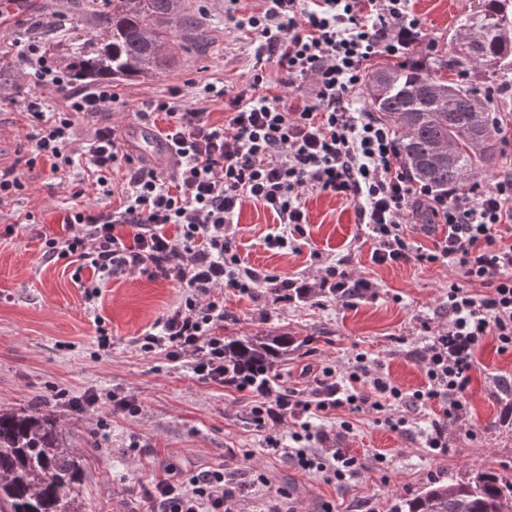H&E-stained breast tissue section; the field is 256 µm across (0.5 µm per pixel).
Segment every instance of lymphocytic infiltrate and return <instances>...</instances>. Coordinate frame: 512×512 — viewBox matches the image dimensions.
Wrapping results in <instances>:
<instances>
[{"mask_svg": "<svg viewBox=\"0 0 512 512\" xmlns=\"http://www.w3.org/2000/svg\"><path fill=\"white\" fill-rule=\"evenodd\" d=\"M228 19L244 33L251 67L245 82L203 81L193 86L195 102L185 105L180 89L143 102L137 116L151 121L164 113L163 140L176 161L173 178L135 164L114 129L96 128L84 142L75 123L119 102L111 83L71 90L67 71L52 61L45 44L31 40L19 51L21 64L39 90L63 92L59 109L40 95L24 104L25 139L32 159L49 161L57 178L74 166L93 174L121 170L123 207L112 211L77 208L62 234L43 239L46 259L77 258L93 269L83 297L95 306L105 283L132 273L175 282L180 301L138 339L141 351L167 360L190 358L197 380L224 382V294L248 295L278 289L288 299L296 280L248 266L233 250L230 226L247 201L262 204L280 220L266 235L268 248L294 247L308 216L303 199L324 192L358 200L357 217L374 248L373 263L445 264L456 279L448 285V326L432 332L420 353L428 380L412 396L381 372L354 366L346 382L324 368L309 394L282 392L276 383L237 382L251 397V414L272 449L279 433L292 427L288 455L303 470L333 484L355 476L358 461L341 449L326 458L303 447L312 422L349 408L384 415L392 430L406 424L396 406L435 403L438 417L423 430V445L447 452L448 427L467 414L466 395L475 351L493 338L512 350V173L446 192L413 181L403 163L396 132L368 109L356 107L365 71L376 58L401 60L423 36L408 0H260ZM277 66L287 95L269 94L267 72ZM222 100L224 117L212 120L208 102ZM433 237L418 246L416 230ZM482 293H475L474 285ZM320 293L349 302L374 284L353 277L344 261L325 267ZM316 433V432H313ZM326 440L325 432L316 433ZM234 494L224 471L209 468L168 472L148 493L149 512H229Z\"/></svg>", "mask_w": 512, "mask_h": 512, "instance_id": "f902f5d3", "label": "lymphocytic infiltrate"}]
</instances>
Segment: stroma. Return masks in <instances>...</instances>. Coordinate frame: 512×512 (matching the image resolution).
<instances>
[{
  "label": "stroma",
  "mask_w": 512,
  "mask_h": 512,
  "mask_svg": "<svg viewBox=\"0 0 512 512\" xmlns=\"http://www.w3.org/2000/svg\"><path fill=\"white\" fill-rule=\"evenodd\" d=\"M12 9L0 26V42H23L39 34V8L48 5L59 20L47 37L53 57L66 66L64 49L76 36L94 33L108 0H28ZM189 15L203 14L207 42L189 31L168 43L171 65L151 78L118 82L121 102L100 122L124 136V150L135 160L172 175L175 165L147 142L125 137L141 128L136 116L142 101L179 87L190 93L191 81L245 80L250 60L238 33L224 17V0H184ZM477 0H410L423 26V41L444 47L460 18ZM34 87L16 52L0 54V168H17L25 185L16 197L0 202V408L52 413L64 442L82 467L85 512H146L147 494L167 468L179 472L223 468L240 484L232 512H390L433 482L468 480L480 470L512 476V351L493 340L475 352L467 392V416L448 428V452L432 454L420 444L433 409L408 414L407 431H394L374 414L339 409L319 425L330 442L356 456L361 469L338 485L304 472L285 451L266 447L250 413L251 400L235 387L198 381L188 360L173 363L160 353L142 352L136 340L174 307L183 293L171 281L134 274L107 283L96 312H88L80 288L90 269L68 260H46L41 234H58L71 207L99 210L119 207L121 192L104 194L93 177L52 179L48 164L29 163L24 148V104ZM309 222L297 250H271L263 239L277 225L262 205L243 206L233 226V246L255 268L299 281L311 280L319 267L345 260L353 276L371 278L375 294L343 303L312 296L275 301L266 289L252 295L224 297V338L237 339L268 330L300 340L279 367V387L310 392L323 368L345 377L365 357L405 393L425 387L419 352L428 330L448 323V283L454 274L443 265H376L373 243L357 219L355 201L313 192L304 197ZM104 318L112 346L100 351L94 316ZM97 394L84 412L69 401ZM135 401L137 414L112 407L113 398ZM352 422L343 431L341 422ZM383 462H376V455ZM268 485L252 482L253 473Z\"/></svg>",
  "instance_id": "stroma-1"
}]
</instances>
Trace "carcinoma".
<instances>
[{"instance_id": "cac0c4a2", "label": "carcinoma", "mask_w": 512, "mask_h": 512, "mask_svg": "<svg viewBox=\"0 0 512 512\" xmlns=\"http://www.w3.org/2000/svg\"><path fill=\"white\" fill-rule=\"evenodd\" d=\"M99 33L71 44L68 69L74 80L145 78L166 69L162 53L172 33L193 29L182 0H112L98 16ZM476 28L467 52L437 49L424 61L385 64L367 76L369 107L392 126L410 175L439 192L468 186L491 169L499 153L497 114L512 110V97L480 95L464 75L480 69L489 87L512 74V0H478L457 27ZM453 70L458 79L443 80ZM454 144L439 156L435 145ZM296 339L269 331L224 343V373H266L288 361ZM81 466L49 414L0 409V512H82ZM392 512H512V478L491 470L468 481L428 485Z\"/></svg>"}]
</instances>
